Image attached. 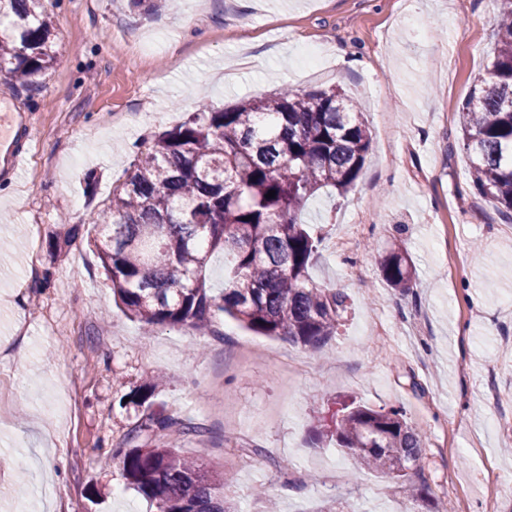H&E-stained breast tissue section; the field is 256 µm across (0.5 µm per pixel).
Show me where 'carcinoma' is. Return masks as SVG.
<instances>
[{"instance_id": "1", "label": "carcinoma", "mask_w": 512, "mask_h": 512, "mask_svg": "<svg viewBox=\"0 0 512 512\" xmlns=\"http://www.w3.org/2000/svg\"><path fill=\"white\" fill-rule=\"evenodd\" d=\"M57 59L44 0H0V73L19 84L44 77ZM462 146L472 186L512 219V0H502L486 77L462 104ZM371 135L354 100L337 89L242 100L222 110L201 103L180 124L154 135L112 196L91 215L102 228L92 242L120 310L148 327H189L215 334L226 314L263 336L318 351L336 336L346 296L312 282L320 240L300 218L317 194L356 186ZM275 197L268 198L269 191ZM229 260L224 289L213 293V254ZM391 288L410 292L415 269L393 243L380 260ZM161 379L129 402L145 407L116 449L123 474L154 512H229L212 493L216 478L181 457L159 434L179 427L202 433L147 406ZM335 419L318 424L314 443L329 440L359 470L389 476L411 503L431 501L416 483L425 445L421 427L401 407L375 409L336 401Z\"/></svg>"}]
</instances>
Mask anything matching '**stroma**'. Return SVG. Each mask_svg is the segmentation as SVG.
Returning <instances> with one entry per match:
<instances>
[{
    "label": "stroma",
    "mask_w": 512,
    "mask_h": 512,
    "mask_svg": "<svg viewBox=\"0 0 512 512\" xmlns=\"http://www.w3.org/2000/svg\"><path fill=\"white\" fill-rule=\"evenodd\" d=\"M57 62L28 88L0 74L24 113L25 162L0 176V512H150L113 458L138 414L124 397L151 375L155 408L201 425L180 454L215 478L233 512H406L399 485L312 447L336 396L403 406L428 441L422 472L450 512H512V224L471 188L455 114L491 58L501 0H45ZM362 65L345 70L337 51ZM356 98L372 143L356 187L311 198L321 245L310 269L347 296L316 353L220 316L215 335L127 318L88 243L137 144L281 87ZM58 236L61 255L49 256ZM400 238L415 267L403 296L382 281ZM260 346L242 361L239 343Z\"/></svg>",
    "instance_id": "1"
}]
</instances>
